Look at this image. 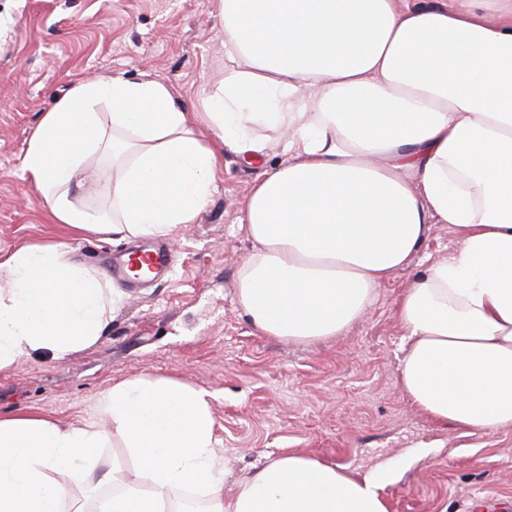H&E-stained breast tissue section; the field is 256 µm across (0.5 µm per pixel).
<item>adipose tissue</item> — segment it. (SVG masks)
Returning <instances> with one entry per match:
<instances>
[{
    "label": "adipose tissue",
    "instance_id": "ef3b65f1",
    "mask_svg": "<svg viewBox=\"0 0 512 512\" xmlns=\"http://www.w3.org/2000/svg\"><path fill=\"white\" fill-rule=\"evenodd\" d=\"M224 79L194 111L155 79L79 80L42 115L23 159L55 223L167 237L196 223L219 150L245 161L278 139L287 159L253 184L239 227L252 251L234 297L254 329L289 343L346 331L409 265L432 225L461 246L398 302L402 389L435 421L472 433L512 427V0H219ZM112 209L74 190L89 156ZM0 370L24 354L66 360L97 343L102 275L54 246L0 261ZM212 395L138 376L100 393L101 421L0 415V512H62L63 476L109 487L95 512H177L171 493L209 495L205 512H389L382 468L359 477L288 453L243 477L232 497ZM120 441L134 472L97 474Z\"/></svg>",
    "mask_w": 512,
    "mask_h": 512
}]
</instances>
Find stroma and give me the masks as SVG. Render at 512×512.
<instances>
[{"mask_svg":"<svg viewBox=\"0 0 512 512\" xmlns=\"http://www.w3.org/2000/svg\"><path fill=\"white\" fill-rule=\"evenodd\" d=\"M154 78L178 105L198 107L224 77L218 0H0V257L57 244L71 260L104 270L116 235L53 223L23 173L43 112L77 79ZM283 159L227 153L196 223L167 244L171 273L147 288L122 286L101 340L55 361L48 352L0 370V415L18 412L81 424L95 398L135 376L175 378L213 393L219 453L239 479L299 451L366 474L388 464L390 512H512V428L477 435L434 422L398 381L405 345L397 304L417 275L459 242L433 225L410 265L383 283L366 317L309 343L257 333L234 301L236 272L251 251L239 227L255 180Z\"/></svg>","mask_w":512,"mask_h":512,"instance_id":"obj_1","label":"stroma"}]
</instances>
